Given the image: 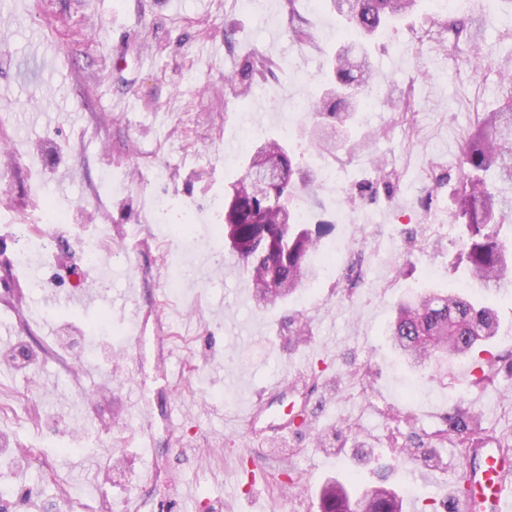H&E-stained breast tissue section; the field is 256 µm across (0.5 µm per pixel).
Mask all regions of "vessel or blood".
Returning <instances> with one entry per match:
<instances>
[{
    "label": "vessel or blood",
    "instance_id": "obj_1",
    "mask_svg": "<svg viewBox=\"0 0 512 512\" xmlns=\"http://www.w3.org/2000/svg\"><path fill=\"white\" fill-rule=\"evenodd\" d=\"M461 481L467 512H512V457L489 449L474 457Z\"/></svg>",
    "mask_w": 512,
    "mask_h": 512
}]
</instances>
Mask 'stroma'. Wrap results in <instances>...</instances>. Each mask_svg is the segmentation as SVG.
Instances as JSON below:
<instances>
[{
  "instance_id": "stroma-1",
  "label": "stroma",
  "mask_w": 512,
  "mask_h": 512,
  "mask_svg": "<svg viewBox=\"0 0 512 512\" xmlns=\"http://www.w3.org/2000/svg\"><path fill=\"white\" fill-rule=\"evenodd\" d=\"M310 37L288 35V15ZM458 19L476 42L419 43L412 34ZM344 25L308 0H0V477L16 496L0 512H319L323 488L385 484L403 512H455L454 487L471 461L442 447L395 461V443L429 440L449 405L474 410L486 432L473 446L512 439V302L487 294L499 320L490 342L499 373L456 359L411 368L385 332L396 305L423 286L468 291L460 228L422 238L449 212L462 136L493 107L512 52L504 0H431L384 27L368 46L383 103L340 125V146L311 144L315 102ZM272 75L240 98L244 67ZM287 137L299 166L336 186L314 185L298 205L319 244L348 243L335 267L271 309L251 290L224 242V203L243 172L240 129ZM71 171L66 186L58 175ZM68 214L70 246L16 261L11 222H37L45 198ZM99 250L97 273L84 252ZM181 286L170 291L169 272ZM44 290L31 304L27 283ZM108 321L100 336L95 327ZM141 321L142 342L130 329ZM166 337L157 351L154 336ZM31 359L13 360L16 350ZM289 408L256 427L240 415L274 382ZM147 405L154 448L138 446L134 405ZM302 415L279 439L270 424ZM151 484L139 481L143 469Z\"/></svg>"
}]
</instances>
